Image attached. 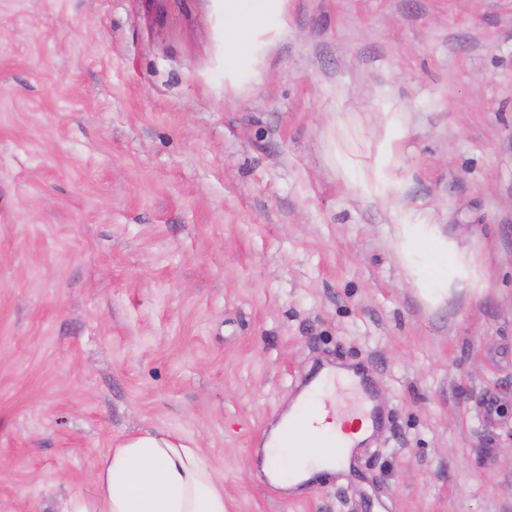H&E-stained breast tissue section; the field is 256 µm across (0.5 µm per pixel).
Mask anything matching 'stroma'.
<instances>
[{"mask_svg": "<svg viewBox=\"0 0 512 512\" xmlns=\"http://www.w3.org/2000/svg\"><path fill=\"white\" fill-rule=\"evenodd\" d=\"M0 0V512L191 438L230 512H512V0ZM464 255L437 300L399 248ZM389 415L300 499L257 455L316 363ZM278 0H225V31H227L226 63L238 65L248 45L249 31L263 24Z\"/></svg>", "mask_w": 512, "mask_h": 512, "instance_id": "1", "label": "stroma"}]
</instances>
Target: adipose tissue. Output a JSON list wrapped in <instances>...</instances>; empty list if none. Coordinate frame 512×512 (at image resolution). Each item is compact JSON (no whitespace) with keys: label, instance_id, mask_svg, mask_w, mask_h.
<instances>
[{"label":"adipose tissue","instance_id":"obj_1","mask_svg":"<svg viewBox=\"0 0 512 512\" xmlns=\"http://www.w3.org/2000/svg\"><path fill=\"white\" fill-rule=\"evenodd\" d=\"M272 0H225L226 63L236 67L252 28L263 24ZM400 247L418 253L413 271L422 291L442 292L449 276L466 277L463 260L447 243L405 226ZM60 512H229L224 483L197 447L184 436L144 431L106 449L96 459L90 490H74Z\"/></svg>","mask_w":512,"mask_h":512}]
</instances>
